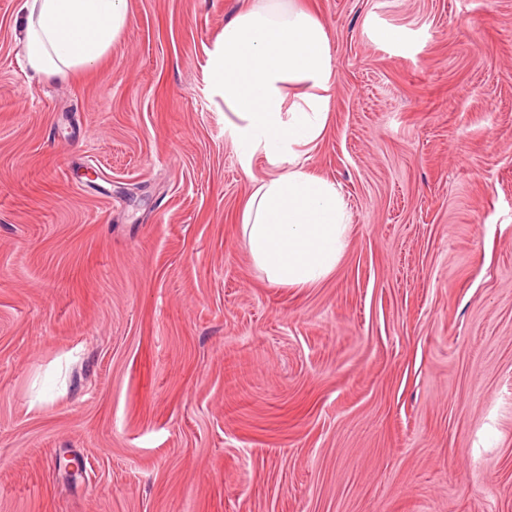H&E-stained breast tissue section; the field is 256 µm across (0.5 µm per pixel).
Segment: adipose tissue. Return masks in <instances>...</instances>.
Returning <instances> with one entry per match:
<instances>
[{"label":"adipose tissue","instance_id":"obj_1","mask_svg":"<svg viewBox=\"0 0 512 512\" xmlns=\"http://www.w3.org/2000/svg\"><path fill=\"white\" fill-rule=\"evenodd\" d=\"M21 12L27 62L46 77L92 66L130 21L126 0H24ZM213 77L238 119L244 159L260 151L271 167L241 212L250 253L274 284L320 281L347 247L349 221L335 184L297 154L327 126L335 71L323 24L292 0H248L224 26Z\"/></svg>","mask_w":512,"mask_h":512}]
</instances>
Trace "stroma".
I'll return each mask as SVG.
<instances>
[{"label":"stroma","instance_id":"obj_1","mask_svg":"<svg viewBox=\"0 0 512 512\" xmlns=\"http://www.w3.org/2000/svg\"><path fill=\"white\" fill-rule=\"evenodd\" d=\"M240 2L127 0L59 79L0 0V512H512V0H297L350 215L305 288L243 238Z\"/></svg>","mask_w":512,"mask_h":512}]
</instances>
